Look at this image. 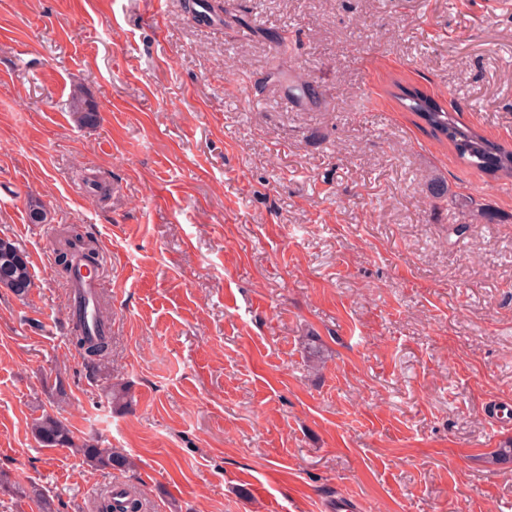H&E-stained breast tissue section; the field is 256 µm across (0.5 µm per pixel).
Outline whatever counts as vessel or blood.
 Instances as JSON below:
<instances>
[{
  "instance_id": "obj_1",
  "label": "vessel or blood",
  "mask_w": 512,
  "mask_h": 512,
  "mask_svg": "<svg viewBox=\"0 0 512 512\" xmlns=\"http://www.w3.org/2000/svg\"><path fill=\"white\" fill-rule=\"evenodd\" d=\"M108 252H99L96 263H87L74 256L67 289V300L72 317L83 318L87 326H94L99 302L105 295L106 276L111 267Z\"/></svg>"
}]
</instances>
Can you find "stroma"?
Wrapping results in <instances>:
<instances>
[{"instance_id": "stroma-1", "label": "stroma", "mask_w": 512, "mask_h": 512, "mask_svg": "<svg viewBox=\"0 0 512 512\" xmlns=\"http://www.w3.org/2000/svg\"><path fill=\"white\" fill-rule=\"evenodd\" d=\"M212 2L207 23L188 0H0V236L35 281L0 288V469L66 512L113 480L144 512H512V463L488 461L512 438V181L392 95L512 145V0ZM283 30L312 97L280 76ZM75 233L112 255L95 372L48 253ZM44 413L134 469L41 447Z\"/></svg>"}]
</instances>
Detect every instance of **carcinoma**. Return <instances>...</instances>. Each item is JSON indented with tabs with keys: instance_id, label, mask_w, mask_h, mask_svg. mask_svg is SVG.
<instances>
[{
	"instance_id": "1",
	"label": "carcinoma",
	"mask_w": 512,
	"mask_h": 512,
	"mask_svg": "<svg viewBox=\"0 0 512 512\" xmlns=\"http://www.w3.org/2000/svg\"><path fill=\"white\" fill-rule=\"evenodd\" d=\"M402 107L417 115L431 131L447 140L458 157L470 167L495 179L512 178V146L495 143L475 130L462 125L457 113L444 109L431 97L414 90H403L397 96ZM72 111L84 125L97 121L96 106L83 95L73 98ZM34 287L31 262L17 243L0 237V288H6L17 297L30 292ZM109 320L106 305L98 312V339L90 340V332L85 322L74 321L71 327V339L76 348L83 352L86 366L96 370L110 362L112 338L105 333ZM31 433L35 441L45 448H75L83 457L84 463L95 470L127 471L132 467L131 459L112 448H102L88 440L80 441L65 421L57 416L45 414L37 417L31 424ZM0 491L17 499L34 501L40 512H62L52 496L37 484L22 486L13 481L8 472L0 470Z\"/></svg>"
}]
</instances>
